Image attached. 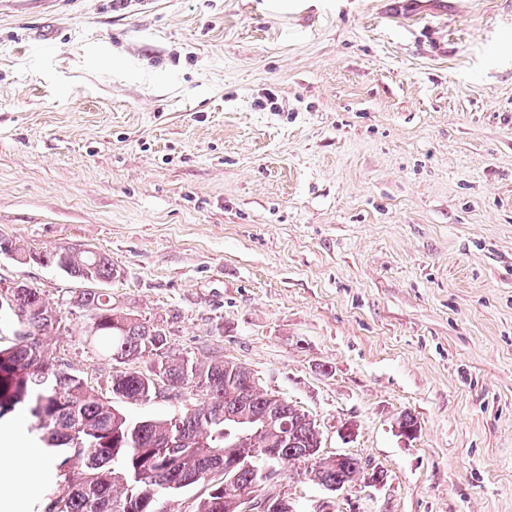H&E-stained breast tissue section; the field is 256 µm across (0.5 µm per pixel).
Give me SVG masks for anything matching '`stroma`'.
I'll use <instances>...</instances> for the list:
<instances>
[{
	"label": "stroma",
	"instance_id": "stroma-1",
	"mask_svg": "<svg viewBox=\"0 0 512 512\" xmlns=\"http://www.w3.org/2000/svg\"><path fill=\"white\" fill-rule=\"evenodd\" d=\"M48 25L0 14V236L106 254L119 311L248 368L323 456L383 467L334 512H512V9L76 0ZM15 282L110 396L86 283L0 255ZM43 459L14 458L15 512L54 492Z\"/></svg>",
	"mask_w": 512,
	"mask_h": 512
}]
</instances>
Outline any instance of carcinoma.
<instances>
[{"label": "carcinoma", "mask_w": 512, "mask_h": 512, "mask_svg": "<svg viewBox=\"0 0 512 512\" xmlns=\"http://www.w3.org/2000/svg\"><path fill=\"white\" fill-rule=\"evenodd\" d=\"M43 255L78 280L113 273L111 259L96 251L60 246ZM17 301L27 312L26 332L0 347V418L25 410L60 458L45 512H163L159 504L167 496L200 483L208 492L194 512H235V503L265 482V471L284 473L320 447L314 421L285 400L269 405L247 368L176 353L159 326L118 313L105 293L83 291L77 304L90 313L87 340L94 351L119 363L154 362L146 373L112 375V399H105L47 353L43 338L60 328L62 317L41 289L20 288ZM157 376L172 390L198 385L200 403L160 419L129 417L122 404L154 399ZM361 472L355 456L340 467L334 457H319L314 469L304 470L321 487L341 477L351 482Z\"/></svg>", "instance_id": "1"}]
</instances>
